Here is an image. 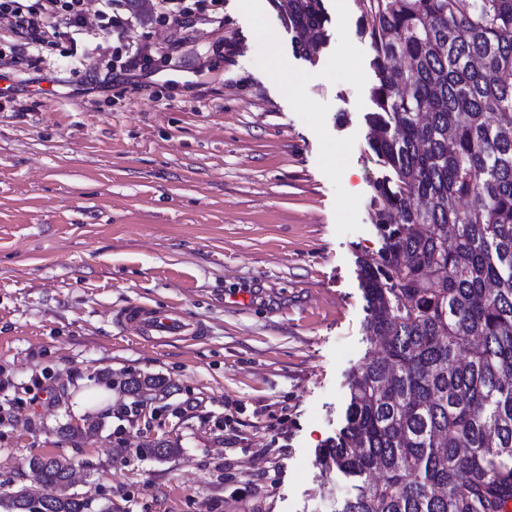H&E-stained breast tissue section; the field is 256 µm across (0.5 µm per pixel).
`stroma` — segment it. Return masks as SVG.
I'll return each instance as SVG.
<instances>
[{
    "instance_id": "1",
    "label": "stroma",
    "mask_w": 512,
    "mask_h": 512,
    "mask_svg": "<svg viewBox=\"0 0 512 512\" xmlns=\"http://www.w3.org/2000/svg\"><path fill=\"white\" fill-rule=\"evenodd\" d=\"M325 7L313 62L271 0H208L188 30L145 0L125 40L161 64L105 88L106 57L75 63L65 42L38 70L0 60V487L42 494L28 461L61 454L93 512H340L353 485L317 456L372 345L360 262L382 247L387 170L358 0ZM135 302L208 334L134 336L112 314ZM108 373L172 383L177 456L138 454L153 430L132 418L64 440L115 408Z\"/></svg>"
}]
</instances>
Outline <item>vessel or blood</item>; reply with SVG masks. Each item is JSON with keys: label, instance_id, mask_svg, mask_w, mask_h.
I'll return each instance as SVG.
<instances>
[{"label": "vessel or blood", "instance_id": "1", "mask_svg": "<svg viewBox=\"0 0 512 512\" xmlns=\"http://www.w3.org/2000/svg\"><path fill=\"white\" fill-rule=\"evenodd\" d=\"M115 321L139 337L174 336L193 341L208 333L202 322L177 307L158 311L146 304L132 303L117 311Z\"/></svg>", "mask_w": 512, "mask_h": 512}]
</instances>
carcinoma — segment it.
Segmentation results:
<instances>
[{
    "label": "carcinoma",
    "instance_id": "obj_1",
    "mask_svg": "<svg viewBox=\"0 0 512 512\" xmlns=\"http://www.w3.org/2000/svg\"><path fill=\"white\" fill-rule=\"evenodd\" d=\"M296 51L327 40L324 0H272ZM376 111L368 144L390 175L371 205L378 258L360 266L367 335L346 425L320 462L358 480L341 512H505L512 501V0H359ZM454 201H464L459 209ZM403 272L386 287L387 269ZM124 413L161 401L159 375L113 379ZM91 419L66 428L90 438ZM52 512H90L65 457L33 456ZM26 488L0 512H27Z\"/></svg>",
    "mask_w": 512,
    "mask_h": 512
}]
</instances>
